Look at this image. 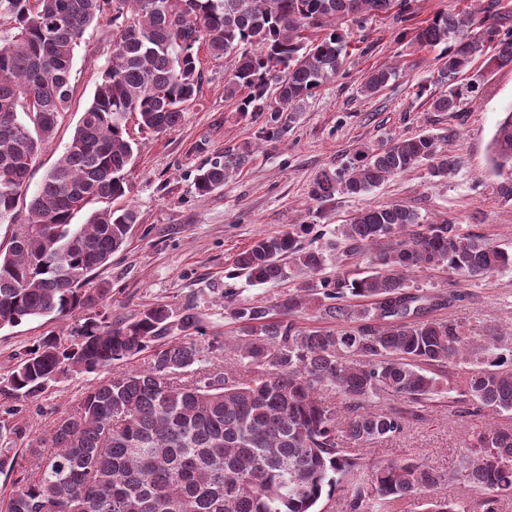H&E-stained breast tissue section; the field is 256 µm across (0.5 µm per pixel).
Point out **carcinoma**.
Masks as SVG:
<instances>
[{
	"label": "carcinoma",
	"mask_w": 512,
	"mask_h": 512,
	"mask_svg": "<svg viewBox=\"0 0 512 512\" xmlns=\"http://www.w3.org/2000/svg\"><path fill=\"white\" fill-rule=\"evenodd\" d=\"M413 2L0 0V17L14 29L0 47V223L16 225L0 250V328L61 319L109 293L91 287L93 275L125 245L136 212L106 207L84 224L72 220L92 202L126 196L134 159L129 116L152 132L181 122L201 78L199 49L231 58L224 96L236 100L241 116L264 119L259 139L266 141L284 133L281 113L341 74L349 21L392 10L404 25L400 37L448 44L440 92L430 102L435 112H457L476 98L480 80L470 70L477 59L487 71L512 64V27L499 22V0H474L420 23ZM104 17L112 21V60L63 155L29 197L26 178L40 146L69 107L75 48ZM308 30L323 36L310 40ZM394 74L372 71L361 92H380ZM446 141L418 134L358 149L318 176L309 197L360 196L422 162L432 176L446 177L461 163L443 150ZM249 154L228 149L200 167L198 194L223 187ZM492 163L512 173V110L499 121ZM335 252L367 256L370 271L351 279L338 270L314 287L310 278ZM443 266L464 280L482 278L512 268V253L449 220L422 224L414 210L393 203L360 210L324 247L304 245L294 228L257 239L237 255L233 276L291 281L295 293L271 307L225 302L238 324L243 374L217 365L189 376L215 350L199 344L202 320L189 304L159 303L129 321L99 312L72 340L46 333L0 381V394L27 399L61 377L96 379L76 410L57 417L48 447L29 449L33 467L15 480L0 512H313L336 493L341 512H393L409 499L421 500L423 512H501L512 502V426L473 433L449 472L412 458L371 465L341 446L342 436L361 445L399 436L461 362L468 368L448 387L455 416L512 412V351L502 337L476 343L458 320L426 316L427 307L447 300L411 291V275ZM311 295L336 329L297 325ZM144 353V366L107 372ZM325 387L338 407L325 405ZM449 483L482 497L436 494Z\"/></svg>",
	"instance_id": "obj_1"
}]
</instances>
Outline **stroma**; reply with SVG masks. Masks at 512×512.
I'll list each match as a JSON object with an SVG mask.
<instances>
[{
    "mask_svg": "<svg viewBox=\"0 0 512 512\" xmlns=\"http://www.w3.org/2000/svg\"><path fill=\"white\" fill-rule=\"evenodd\" d=\"M391 14L382 13L353 28L345 74L328 83L294 112L282 115L286 133L279 139L259 140L260 122L241 117L233 100L224 96L225 59L200 51V86L186 103L175 128L150 132L129 119L135 143L134 161L126 171L129 191L116 207H132L137 214L127 243L95 273L110 292L104 301L113 319H129L157 303L178 308L192 304L205 326V339L221 343L208 355V364L235 366L232 352L238 326L224 311V294L233 292L242 303L271 305L293 285H253L231 277L234 260L260 237L308 224L321 242L334 240L336 225L357 210L395 203L415 210L421 223L445 219L459 224L462 233L482 236L512 253V201L502 199V175L490 165V144L497 124L512 109V65L487 74L476 99L459 111L433 112L419 86H433L444 45L423 46L400 39ZM112 56V24L93 23L77 48L71 85L72 100L53 139L43 144L28 176L29 192H36L71 139L90 104ZM394 66L396 75L379 93L360 91L365 76L380 66ZM449 133V153L461 166L440 178L421 164L385 181L362 196L336 192L331 200L309 198L313 180L335 169L364 145L419 133ZM249 145L248 163L224 186L198 195L194 179L199 166L225 150ZM413 285L425 293L458 300L433 308L429 317H453L475 339L483 340L512 329V268L491 277L454 286L445 270L412 275ZM83 312L62 320L34 319L0 329V376L47 331L68 335L81 324ZM87 376L64 378L27 400L0 395V424L9 434L0 448L12 449L17 470L0 473V496L9 495L17 471L28 469V450L46 439L56 417L77 408L90 385ZM487 416L470 421L451 414L447 396L435 397L419 421L397 439L361 448L373 462L414 456L442 471L452 470L471 438L486 425Z\"/></svg>",
    "mask_w": 512,
    "mask_h": 512,
    "instance_id": "1",
    "label": "stroma"
}]
</instances>
